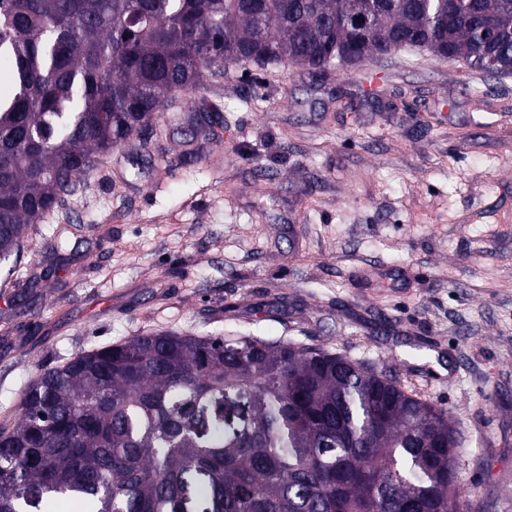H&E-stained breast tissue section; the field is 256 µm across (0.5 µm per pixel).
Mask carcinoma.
<instances>
[{
	"label": "carcinoma",
	"mask_w": 512,
	"mask_h": 512,
	"mask_svg": "<svg viewBox=\"0 0 512 512\" xmlns=\"http://www.w3.org/2000/svg\"><path fill=\"white\" fill-rule=\"evenodd\" d=\"M365 9L358 29L348 18ZM512 73V0H0V287L29 224L164 104L251 60L318 77L390 48ZM448 412L363 362L150 331L40 369L0 420V512H470Z\"/></svg>",
	"instance_id": "cac0c4a2"
}]
</instances>
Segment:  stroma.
Wrapping results in <instances>:
<instances>
[{
	"label": "stroma",
	"mask_w": 512,
	"mask_h": 512,
	"mask_svg": "<svg viewBox=\"0 0 512 512\" xmlns=\"http://www.w3.org/2000/svg\"><path fill=\"white\" fill-rule=\"evenodd\" d=\"M198 110L224 127L187 161ZM48 266L28 308L0 292V411L147 331L317 345L446 409L472 512H512V74L417 50L226 68L31 225L18 275Z\"/></svg>",
	"instance_id": "obj_1"
}]
</instances>
